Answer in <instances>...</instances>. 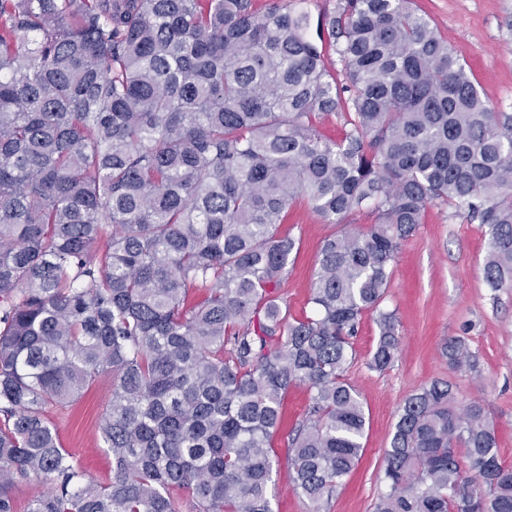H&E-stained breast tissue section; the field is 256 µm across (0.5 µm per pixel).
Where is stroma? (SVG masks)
Masks as SVG:
<instances>
[{
  "label": "stroma",
  "instance_id": "stroma-1",
  "mask_svg": "<svg viewBox=\"0 0 512 512\" xmlns=\"http://www.w3.org/2000/svg\"><path fill=\"white\" fill-rule=\"evenodd\" d=\"M470 66L481 94L512 113V0H414ZM284 231L300 241L278 290L290 315L310 311L316 255L339 225L324 223L306 202L297 203ZM487 244L484 225L447 206L428 207L422 224L400 245L384 309L395 311L399 353L387 370H371L368 359L378 328L375 313L362 317L353 339L356 358L346 377L364 404L367 423L358 467L339 487L327 512H372L385 486L379 475L398 412L405 399L433 381L453 385L458 406L479 402L497 430L500 459L512 465V289L493 290L483 279ZM460 336L478 359L474 371L455 369L440 349ZM112 381H95L66 409L47 407L63 448L89 476L108 480L112 458L98 434V421Z\"/></svg>",
  "mask_w": 512,
  "mask_h": 512
}]
</instances>
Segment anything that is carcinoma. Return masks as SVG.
<instances>
[{
    "instance_id": "1",
    "label": "carcinoma",
    "mask_w": 512,
    "mask_h": 512,
    "mask_svg": "<svg viewBox=\"0 0 512 512\" xmlns=\"http://www.w3.org/2000/svg\"><path fill=\"white\" fill-rule=\"evenodd\" d=\"M0 0V512H272L288 391L293 491L322 504L355 470L366 414L345 378L400 348L381 309L401 241L444 205L488 228L484 281L512 288V113L484 100L410 0ZM333 39L340 66L319 40ZM339 115L344 137L320 132ZM305 200L327 224L311 316L278 288ZM442 356L474 370L458 337ZM112 377V477H86L44 413ZM374 512H512L484 407L408 396Z\"/></svg>"
}]
</instances>
